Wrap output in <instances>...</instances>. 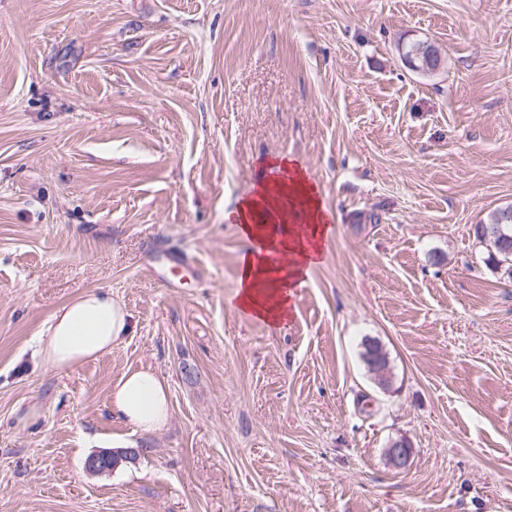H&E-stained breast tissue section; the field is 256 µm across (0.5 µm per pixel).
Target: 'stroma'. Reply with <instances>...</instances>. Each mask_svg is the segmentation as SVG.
Here are the masks:
<instances>
[{"instance_id":"obj_1","label":"stroma","mask_w":512,"mask_h":512,"mask_svg":"<svg viewBox=\"0 0 512 512\" xmlns=\"http://www.w3.org/2000/svg\"><path fill=\"white\" fill-rule=\"evenodd\" d=\"M274 155L333 216L276 326L224 220ZM510 204L512 0H0V512H512V275L473 234ZM100 288L130 334L52 371L38 332ZM141 367L155 432L109 408ZM108 448L140 455L86 472ZM404 51L406 57H408V62L405 63L410 68V70L423 74V75H431L434 74L435 69L441 66V58L439 63L431 64L428 60V52L430 49H434L433 44L428 39H415L407 42H402L398 46V52L400 55V50ZM374 342L378 343L372 339H366L363 342V361L365 362L368 372L373 376L377 385L382 379H384L388 381L389 385L391 386L392 380L391 376L389 375L390 362L388 355L386 351L382 352L378 345L373 344ZM378 373H381L380 379L378 378ZM110 409L135 430L157 431L172 416L169 383L150 367L126 372L112 390ZM410 442L404 437L389 439L385 446V455L391 465L396 469H404L411 458L412 448Z\"/></svg>"}]
</instances>
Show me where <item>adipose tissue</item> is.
<instances>
[{
	"instance_id": "adipose-tissue-1",
	"label": "adipose tissue",
	"mask_w": 512,
	"mask_h": 512,
	"mask_svg": "<svg viewBox=\"0 0 512 512\" xmlns=\"http://www.w3.org/2000/svg\"><path fill=\"white\" fill-rule=\"evenodd\" d=\"M268 166L287 171L288 180L259 182L224 218L249 244L239 258L236 304L276 324L289 315L294 287L321 263L331 215L303 170L282 158ZM130 329L124 303L98 289L54 311L36 338L37 353L52 370L66 371L111 353ZM110 409L136 430H159L171 418L169 383L149 367L124 373L112 391Z\"/></svg>"
}]
</instances>
